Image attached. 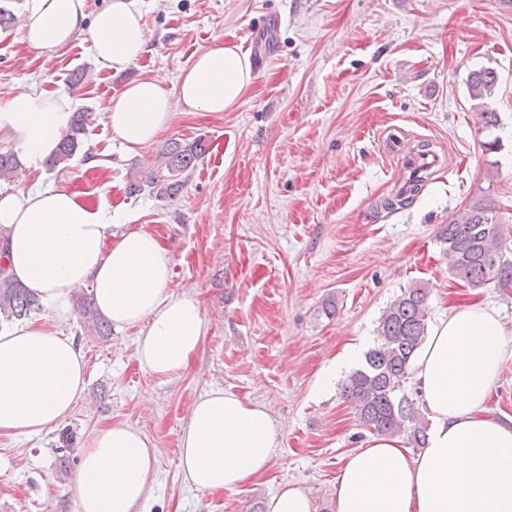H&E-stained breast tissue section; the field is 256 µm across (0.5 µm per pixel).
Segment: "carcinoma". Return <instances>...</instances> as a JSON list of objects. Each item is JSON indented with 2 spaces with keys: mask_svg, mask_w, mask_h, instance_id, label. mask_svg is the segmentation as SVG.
Listing matches in <instances>:
<instances>
[{
  "mask_svg": "<svg viewBox=\"0 0 512 512\" xmlns=\"http://www.w3.org/2000/svg\"><path fill=\"white\" fill-rule=\"evenodd\" d=\"M498 83L495 69L484 67L468 76V91L485 128L497 126L498 117L483 108ZM89 113L75 112L66 133L61 136L49 159L57 166L72 159L82 145ZM199 141L175 140L163 152L165 161L159 172H149L129 186L130 193L171 197L179 191V176L194 166L205 152ZM19 167L12 152L0 153V179L9 180ZM499 220L495 208L476 203L459 219L443 225L438 235L442 253L451 273L471 289L489 283L503 286L512 281V261L501 262L507 252L506 240L486 227L487 221ZM83 327L96 336L110 335L111 326L97 309L93 294L77 298ZM41 310L35 293L9 276H0V318L23 320ZM428 291L420 286L405 289L385 308L376 327L374 344L364 354L362 365L352 371L340 386V396L350 404L360 424L377 435L409 434L410 443L425 447L428 423L405 388L409 367L427 336Z\"/></svg>",
  "mask_w": 512,
  "mask_h": 512,
  "instance_id": "carcinoma-1",
  "label": "carcinoma"
}]
</instances>
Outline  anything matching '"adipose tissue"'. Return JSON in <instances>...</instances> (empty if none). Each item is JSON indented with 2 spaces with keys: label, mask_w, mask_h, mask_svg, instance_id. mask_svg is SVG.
I'll return each mask as SVG.
<instances>
[{
  "label": "adipose tissue",
  "mask_w": 512,
  "mask_h": 512,
  "mask_svg": "<svg viewBox=\"0 0 512 512\" xmlns=\"http://www.w3.org/2000/svg\"><path fill=\"white\" fill-rule=\"evenodd\" d=\"M22 27L31 49L53 54L88 33L99 64L122 71L144 52L139 0H109L87 18L85 0H25ZM253 81L236 47L201 52L178 84L161 76L130 83L105 119L128 149L152 144L176 109L222 112ZM70 105L23 89L0 109V137L31 164L50 155L69 123ZM112 211L52 186L0 190V266L33 290L46 319L0 327V432L37 435L64 422L82 398L86 363L59 325L80 288L113 324L140 326L137 353L151 374L183 371L204 334L195 299L170 292L171 258L144 228L112 230ZM512 340L498 312L474 302L433 325L410 373L430 420L425 448L409 453L399 437L372 436L348 453L336 476V512H512V424L487 402ZM277 445L261 405L213 389L192 406L180 435L185 481L201 492L233 491L262 473ZM157 456L139 429L94 430L73 481L77 512H136Z\"/></svg>",
  "instance_id": "obj_1"
}]
</instances>
